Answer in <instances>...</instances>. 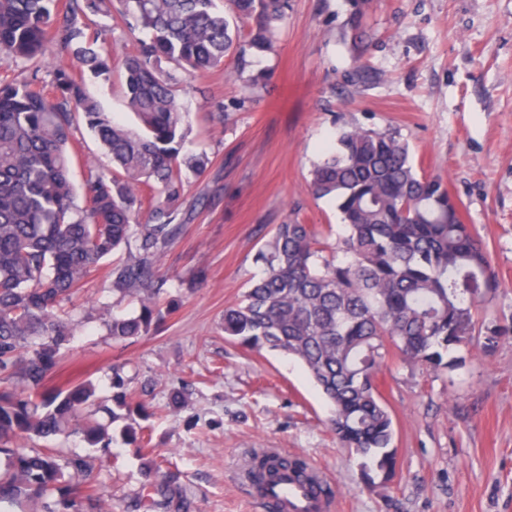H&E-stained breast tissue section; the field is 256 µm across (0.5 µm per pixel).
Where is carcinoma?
<instances>
[{
	"label": "carcinoma",
	"instance_id": "carcinoma-1",
	"mask_svg": "<svg viewBox=\"0 0 512 512\" xmlns=\"http://www.w3.org/2000/svg\"><path fill=\"white\" fill-rule=\"evenodd\" d=\"M288 7V0H224L222 11L215 0H0V66L39 63L54 45L69 56L48 82L38 68L23 81L0 80V506L34 498L40 512H109L102 487L71 488L89 470L86 456L26 446L68 433L110 450L91 382L46 387L82 323L66 304L101 260L124 248L127 259L110 269L105 289L118 301L137 299L139 311L103 325L124 342L165 322L174 301L163 297L159 263L183 232L175 220L185 204L184 171L200 175L211 163L205 153H181L178 71L219 68L233 50H273ZM114 14L129 32L150 34L120 71L137 129L85 91V73L112 78L94 18ZM80 122L112 156L107 173L84 164L81 206L72 182ZM310 187L336 203L345 234L332 245L310 224L276 225L256 254L263 275L224 308V336L299 360L332 406L338 443L360 459L364 484L387 482L396 473L395 426L378 375L390 355L411 368H454L460 358L452 353L474 343L492 351L512 326L480 323L499 288L483 240L441 180L417 171L398 129L343 130L314 166ZM145 199L148 218L139 224ZM112 373V401L122 405L121 367ZM126 419L122 435L141 452L142 427L130 413ZM307 470L300 456L260 450L245 478L262 491L285 471L305 478Z\"/></svg>",
	"mask_w": 512,
	"mask_h": 512
}]
</instances>
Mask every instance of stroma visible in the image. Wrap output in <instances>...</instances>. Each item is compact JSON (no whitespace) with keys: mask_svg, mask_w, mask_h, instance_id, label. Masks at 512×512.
<instances>
[{"mask_svg":"<svg viewBox=\"0 0 512 512\" xmlns=\"http://www.w3.org/2000/svg\"><path fill=\"white\" fill-rule=\"evenodd\" d=\"M230 55L222 67L181 73L183 151L207 153L186 172L191 211L160 271L177 299L164 328L113 341L99 317L78 327L51 387L88 380L112 399L121 365L131 407L143 408L160 473L152 496L166 512H259L242 470L252 451L299 454L334 491L338 512H512V337L474 348L452 371L426 372L390 356L380 376L396 430L393 481L369 489L330 430L332 411L295 359L224 338V308L263 267L255 256L275 225L299 218L343 232L333 202L311 193V170L348 125L397 128L412 159L440 177L475 226L501 288L481 313L512 318V0H289L273 51ZM261 74L251 93L245 78ZM86 89L135 126L119 80ZM208 278L182 282L196 268ZM185 403L172 408L170 398ZM110 427L79 488L105 483L112 512L137 501L144 461Z\"/></svg>","mask_w":512,"mask_h":512,"instance_id":"1","label":"stroma"}]
</instances>
